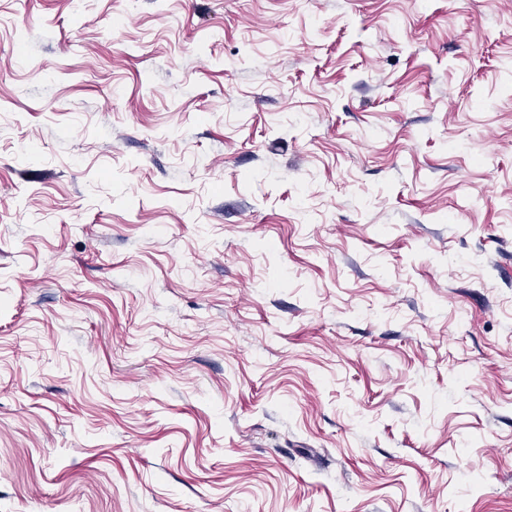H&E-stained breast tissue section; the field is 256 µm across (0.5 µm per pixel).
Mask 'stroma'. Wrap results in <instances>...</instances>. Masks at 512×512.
I'll return each mask as SVG.
<instances>
[{
    "label": "stroma",
    "mask_w": 512,
    "mask_h": 512,
    "mask_svg": "<svg viewBox=\"0 0 512 512\" xmlns=\"http://www.w3.org/2000/svg\"><path fill=\"white\" fill-rule=\"evenodd\" d=\"M0 512H512V0H0Z\"/></svg>",
    "instance_id": "obj_1"
}]
</instances>
